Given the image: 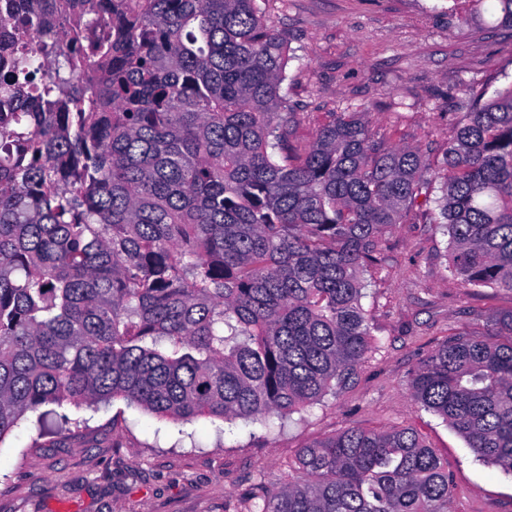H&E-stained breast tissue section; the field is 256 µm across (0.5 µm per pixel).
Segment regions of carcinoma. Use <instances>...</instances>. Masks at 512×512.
<instances>
[{"mask_svg": "<svg viewBox=\"0 0 512 512\" xmlns=\"http://www.w3.org/2000/svg\"><path fill=\"white\" fill-rule=\"evenodd\" d=\"M512 30V0H473ZM258 0H0V441L44 405L261 420L344 388L385 234L433 205L463 288L512 294V85L452 98L443 165L366 107L310 141ZM408 380L512 476V308ZM412 428L350 427L246 512H447Z\"/></svg>", "mask_w": 512, "mask_h": 512, "instance_id": "1", "label": "carcinoma"}]
</instances>
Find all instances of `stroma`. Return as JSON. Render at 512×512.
Listing matches in <instances>:
<instances>
[{
    "label": "stroma",
    "mask_w": 512,
    "mask_h": 512,
    "mask_svg": "<svg viewBox=\"0 0 512 512\" xmlns=\"http://www.w3.org/2000/svg\"><path fill=\"white\" fill-rule=\"evenodd\" d=\"M462 0H267L266 19L287 34L290 96L306 117L369 102L394 145L430 148L441 163L459 80L488 99L512 84V31L449 36ZM406 101L401 123L392 112ZM447 238L426 216L385 236L383 269L361 304L377 349L346 388L286 419L181 424L122 400L99 410L67 408L76 437L50 444L29 412L0 442V512H242L254 483L287 479L302 448L355 426L413 427L448 467V512H512V477L483 464L442 418L415 403L410 372L448 334L490 333L512 294L460 288L445 258Z\"/></svg>",
    "instance_id": "1"
}]
</instances>
